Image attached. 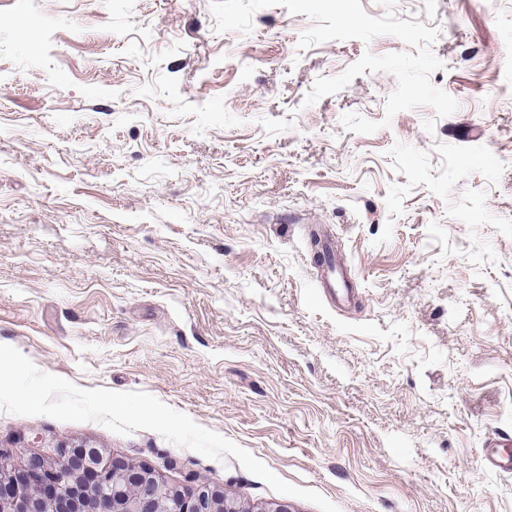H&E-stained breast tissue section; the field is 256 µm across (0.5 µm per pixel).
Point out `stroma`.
Segmentation results:
<instances>
[{"label": "stroma", "mask_w": 512, "mask_h": 512, "mask_svg": "<svg viewBox=\"0 0 512 512\" xmlns=\"http://www.w3.org/2000/svg\"><path fill=\"white\" fill-rule=\"evenodd\" d=\"M459 103L379 121L393 75L311 106L392 35L299 49L211 0H0V344L83 389L144 391L339 512H512V0H396ZM331 243L332 301L311 240ZM91 444L170 483L287 500L159 433L0 412V448ZM500 448L503 445L498 440H488L483 449L484 462L490 469L512 472V456L508 452L503 453Z\"/></svg>", "instance_id": "stroma-1"}]
</instances>
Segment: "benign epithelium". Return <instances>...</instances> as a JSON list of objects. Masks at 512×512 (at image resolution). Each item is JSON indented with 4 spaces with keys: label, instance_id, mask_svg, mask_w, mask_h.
I'll list each match as a JSON object with an SVG mask.
<instances>
[{
    "label": "benign epithelium",
    "instance_id": "obj_1",
    "mask_svg": "<svg viewBox=\"0 0 512 512\" xmlns=\"http://www.w3.org/2000/svg\"><path fill=\"white\" fill-rule=\"evenodd\" d=\"M33 453L18 465L0 448V512H293L286 502L247 505L210 481L173 486L94 446Z\"/></svg>",
    "mask_w": 512,
    "mask_h": 512
}]
</instances>
